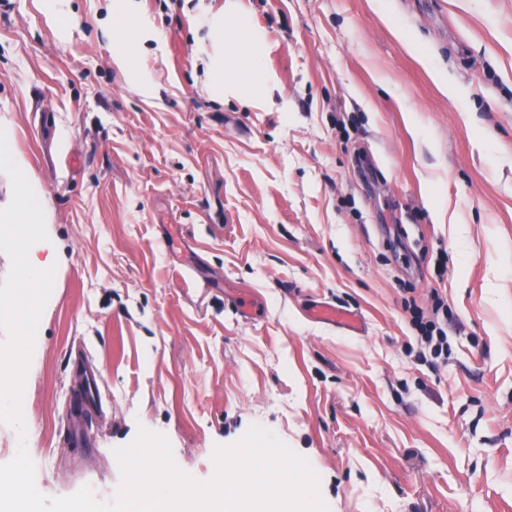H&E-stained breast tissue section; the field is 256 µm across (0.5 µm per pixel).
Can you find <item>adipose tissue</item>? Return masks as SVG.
Instances as JSON below:
<instances>
[{
    "mask_svg": "<svg viewBox=\"0 0 512 512\" xmlns=\"http://www.w3.org/2000/svg\"><path fill=\"white\" fill-rule=\"evenodd\" d=\"M209 33L217 50L206 63V78L209 89L214 94L224 91L226 59L223 49L227 40L247 46V62L237 71L238 81L245 89L261 85L264 75L261 66L263 48L257 38L248 30L235 29L225 32L223 17L214 18L209 25ZM112 42L116 48L113 61L122 69H134L137 30L127 0H113ZM9 120H0V180L11 188L5 202L0 203V222L4 224H40L44 221L45 203L40 185L24 179V161L10 148Z\"/></svg>",
    "mask_w": 512,
    "mask_h": 512,
    "instance_id": "1",
    "label": "adipose tissue"
}]
</instances>
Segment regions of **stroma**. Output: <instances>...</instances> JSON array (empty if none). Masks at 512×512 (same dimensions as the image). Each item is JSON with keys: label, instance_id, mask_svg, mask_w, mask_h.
<instances>
[{"label": "stroma", "instance_id": "stroma-1", "mask_svg": "<svg viewBox=\"0 0 512 512\" xmlns=\"http://www.w3.org/2000/svg\"><path fill=\"white\" fill-rule=\"evenodd\" d=\"M129 4L143 88L112 63L109 0H0V117L57 261L23 398L37 489L111 501L141 425L206 480L257 423L330 512H512V0ZM220 10L262 38L265 82L217 101ZM435 291L434 368L403 301ZM78 348L108 416L70 446Z\"/></svg>", "mask_w": 512, "mask_h": 512}]
</instances>
